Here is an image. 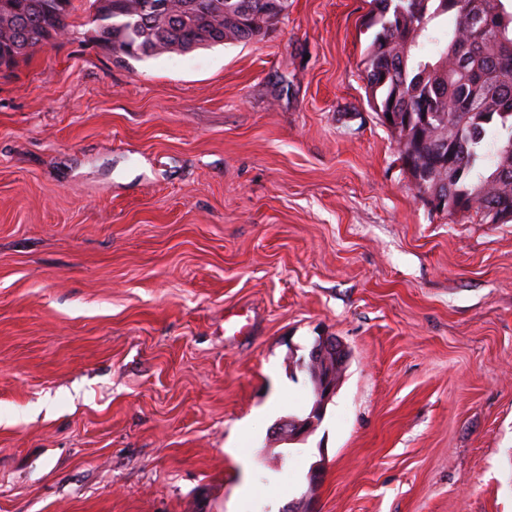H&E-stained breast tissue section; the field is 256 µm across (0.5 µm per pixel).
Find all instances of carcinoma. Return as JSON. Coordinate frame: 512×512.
Masks as SVG:
<instances>
[{
  "instance_id": "carcinoma-1",
  "label": "carcinoma",
  "mask_w": 512,
  "mask_h": 512,
  "mask_svg": "<svg viewBox=\"0 0 512 512\" xmlns=\"http://www.w3.org/2000/svg\"><path fill=\"white\" fill-rule=\"evenodd\" d=\"M0 13V71L11 70L70 30L72 0H12ZM161 0H90L93 38L116 58L162 51L189 53L224 42L247 43L277 23L288 7L276 0H169L172 7L138 27L137 9ZM378 26L363 59L371 101L406 113L424 97L428 121L413 116L396 130L410 150L419 195L448 198L442 212L479 224L512 223V0H372ZM446 33L429 31L445 15ZM434 61L416 59L420 39Z\"/></svg>"
}]
</instances>
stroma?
Here are the masks:
<instances>
[{"label": "stroma", "instance_id": "1", "mask_svg": "<svg viewBox=\"0 0 512 512\" xmlns=\"http://www.w3.org/2000/svg\"><path fill=\"white\" fill-rule=\"evenodd\" d=\"M73 7L0 73V512H512V223L419 197L370 0L121 61ZM311 362L324 361L327 368L319 372L314 378L315 410H323L336 394L338 379L337 368L345 360V350L335 336H320L318 343L309 352ZM330 358L333 366L329 365ZM336 358V363H335Z\"/></svg>", "mask_w": 512, "mask_h": 512}]
</instances>
